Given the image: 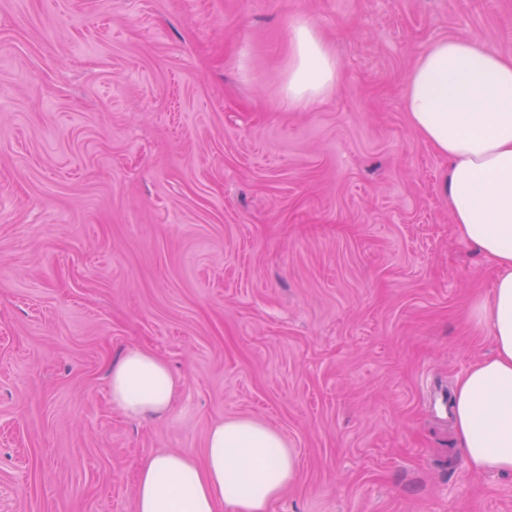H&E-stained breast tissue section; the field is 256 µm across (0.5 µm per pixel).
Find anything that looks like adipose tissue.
Segmentation results:
<instances>
[{"label":"adipose tissue","instance_id":"adipose-tissue-1","mask_svg":"<svg viewBox=\"0 0 512 512\" xmlns=\"http://www.w3.org/2000/svg\"><path fill=\"white\" fill-rule=\"evenodd\" d=\"M285 97L306 108L339 83V61L306 21L293 28ZM402 105L413 128L449 170L443 194L457 237L492 265L488 299L475 311L493 345L456 383L452 406L467 465L512 473V55L477 37L442 38L417 57ZM178 379L143 347L113 362L109 393L131 417L172 408ZM298 477L297 460L276 430L248 418L215 422L203 457L162 453L143 461L136 512H269Z\"/></svg>","mask_w":512,"mask_h":512}]
</instances>
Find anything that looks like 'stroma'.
<instances>
[{"mask_svg":"<svg viewBox=\"0 0 512 512\" xmlns=\"http://www.w3.org/2000/svg\"><path fill=\"white\" fill-rule=\"evenodd\" d=\"M299 20L340 83L294 110ZM445 37L512 54V0H0V512H134L237 417L297 456L270 512H512L440 401L494 278L402 105ZM134 345L164 417L112 404ZM179 384L166 362L143 347L129 348L109 374L112 404L130 417L168 413Z\"/></svg>","mask_w":512,"mask_h":512,"instance_id":"1","label":"stroma"}]
</instances>
